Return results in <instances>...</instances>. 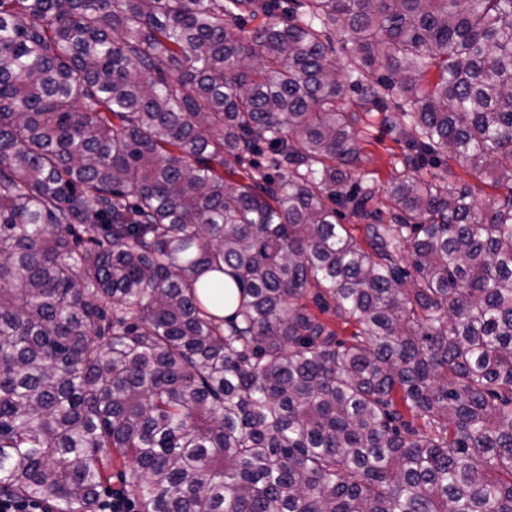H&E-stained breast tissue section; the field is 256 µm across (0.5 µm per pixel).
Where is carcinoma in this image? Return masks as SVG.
Returning <instances> with one entry per match:
<instances>
[{"label": "carcinoma", "instance_id": "1", "mask_svg": "<svg viewBox=\"0 0 512 512\" xmlns=\"http://www.w3.org/2000/svg\"><path fill=\"white\" fill-rule=\"evenodd\" d=\"M116 460L138 512H512V0H0V492ZM359 115L361 121L358 128L363 146L360 171L371 173L370 176L376 180L377 204L383 211H387L389 208L387 183L391 177L411 172L403 163L402 145L386 132L382 124L383 114L359 110Z\"/></svg>", "mask_w": 512, "mask_h": 512}]
</instances>
